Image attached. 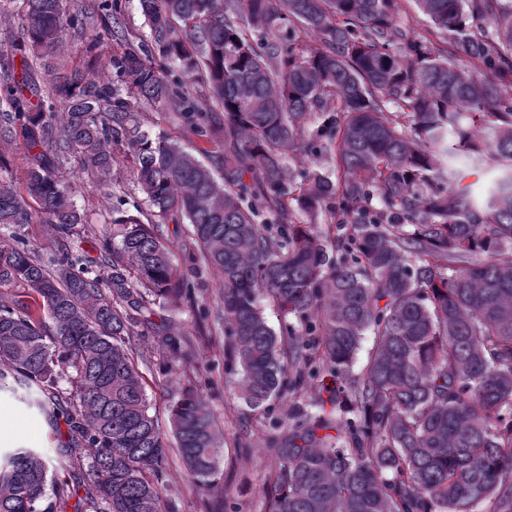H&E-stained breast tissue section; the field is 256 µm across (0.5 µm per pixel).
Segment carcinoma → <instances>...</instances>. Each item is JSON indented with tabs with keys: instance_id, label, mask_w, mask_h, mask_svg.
Masks as SVG:
<instances>
[{
	"instance_id": "obj_1",
	"label": "carcinoma",
	"mask_w": 512,
	"mask_h": 512,
	"mask_svg": "<svg viewBox=\"0 0 512 512\" xmlns=\"http://www.w3.org/2000/svg\"><path fill=\"white\" fill-rule=\"evenodd\" d=\"M416 2L463 56L395 28L396 0H139L168 66L128 49L104 78L48 83L66 26L93 15L21 0L29 54L0 49V142L22 137L28 163L21 194L0 153V287L26 294L0 303V391L65 422L67 475L36 448L0 455V512H158L166 448L134 338L159 300L224 323L231 382L270 427L263 512H512V0ZM307 33L321 47L305 53ZM138 100L224 141V182L143 129ZM116 143L148 206L192 226L214 308L157 224L114 211L118 245L72 246L87 219L60 169L78 157L105 178ZM295 154L332 156L336 176L293 172ZM460 155L498 171L485 200ZM35 221L54 241L42 255L18 233ZM162 342L185 356V337ZM283 397L288 416L270 415ZM170 425L183 476L217 491L224 448L197 383Z\"/></svg>"
}]
</instances>
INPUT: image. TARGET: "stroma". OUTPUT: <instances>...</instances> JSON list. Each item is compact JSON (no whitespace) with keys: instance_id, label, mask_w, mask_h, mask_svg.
I'll use <instances>...</instances> for the list:
<instances>
[{"instance_id":"stroma-1","label":"stroma","mask_w":512,"mask_h":512,"mask_svg":"<svg viewBox=\"0 0 512 512\" xmlns=\"http://www.w3.org/2000/svg\"><path fill=\"white\" fill-rule=\"evenodd\" d=\"M117 16L125 31L126 41H108L100 47L98 54L86 53L89 37L101 29L100 21H92L84 32H68L56 57L49 65L56 73L73 68L100 73L111 52L124 47L140 48L151 42L150 30L141 13L138 0H119ZM138 118L144 129L160 134L187 148L215 176H222L224 165L222 142H206L185 125L176 111L160 114L152 106L138 104ZM114 164L111 182L101 185L96 174L72 161L61 169L63 177L76 190L77 202L91 222L86 237L78 239L81 248H88L101 234L99 220L112 207L127 211H141L143 222L155 219L153 208L147 207L144 196L131 177L132 158L123 145L112 148ZM191 235L189 224L169 223L165 236L170 247L172 263L180 271L189 272L195 299L198 305L211 307L215 304L218 276L211 269L203 268L190 273L189 262L184 251ZM154 325L145 330L138 343L147 354L148 364L143 373L150 413L158 423L166 448H173L175 441L169 421V408L187 379L193 378L203 384L202 396L214 414L224 443V457L218 475L220 493L203 496L181 475L176 457H169L161 480V512H205L214 508L222 512L225 504L239 507L240 512H257L263 494L265 477L276 465L274 457L264 448L267 434L264 420L240 402L233 387L224 381V325L208 321L198 323L186 312H173L159 306L155 309ZM179 335L190 342V350L179 363H171L169 354L161 343L162 336ZM248 434L254 444L250 456L237 455L234 443L239 434ZM57 445V436L43 417L12 394L0 393V448H37L51 452Z\"/></svg>"}]
</instances>
